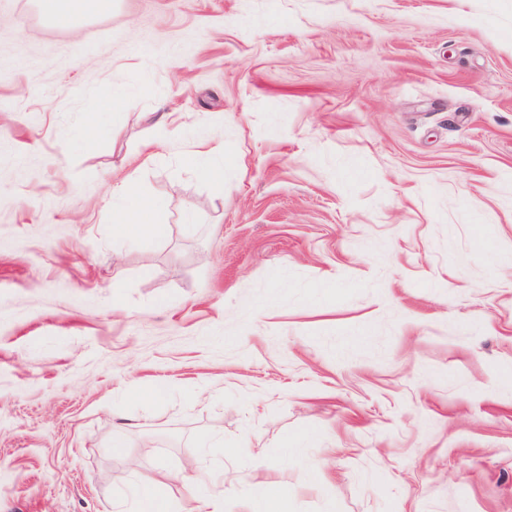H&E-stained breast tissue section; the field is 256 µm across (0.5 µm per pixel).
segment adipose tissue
<instances>
[{
  "mask_svg": "<svg viewBox=\"0 0 512 512\" xmlns=\"http://www.w3.org/2000/svg\"><path fill=\"white\" fill-rule=\"evenodd\" d=\"M41 12L54 24L72 27L85 17L111 12L112 0H38ZM138 174H125L119 200L112 207V232L133 241L162 237L166 215L154 201L138 193Z\"/></svg>",
  "mask_w": 512,
  "mask_h": 512,
  "instance_id": "obj_1",
  "label": "adipose tissue"
}]
</instances>
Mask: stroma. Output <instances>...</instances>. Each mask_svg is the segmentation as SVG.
Here are the masks:
<instances>
[{
	"instance_id": "1",
	"label": "stroma",
	"mask_w": 512,
	"mask_h": 512,
	"mask_svg": "<svg viewBox=\"0 0 512 512\" xmlns=\"http://www.w3.org/2000/svg\"><path fill=\"white\" fill-rule=\"evenodd\" d=\"M112 2L0 0V512H512V0ZM41 12L54 24L72 27L85 17L112 11V0H39ZM224 144H218L207 152L192 150L187 159L203 176L216 177L222 173ZM137 182L136 171L123 177L112 206V232L133 241L160 238L167 230L166 215L154 200L138 194ZM194 485L201 487H210L212 489L207 508L210 512H224V479L217 480L209 472L202 471L195 474L193 478ZM138 512H171L172 506L157 491V483H147L136 493Z\"/></svg>"
}]
</instances>
